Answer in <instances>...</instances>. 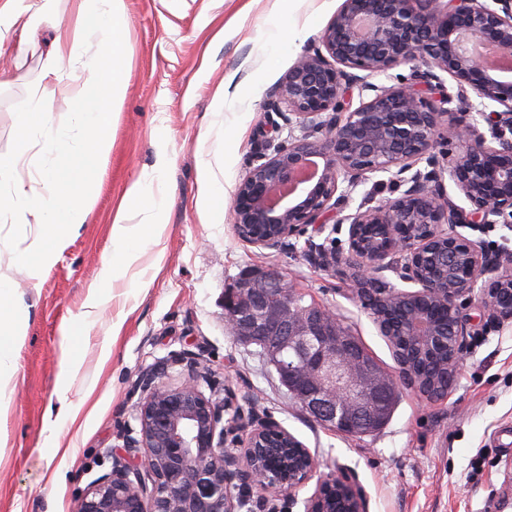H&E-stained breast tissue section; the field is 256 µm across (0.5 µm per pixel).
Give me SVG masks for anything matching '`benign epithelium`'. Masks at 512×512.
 I'll list each match as a JSON object with an SVG mask.
<instances>
[{
  "label": "benign epithelium",
  "instance_id": "benign-epithelium-1",
  "mask_svg": "<svg viewBox=\"0 0 512 512\" xmlns=\"http://www.w3.org/2000/svg\"><path fill=\"white\" fill-rule=\"evenodd\" d=\"M485 46L512 61V0H343L264 102L262 111L278 117L272 128L289 135L261 143L232 205L237 236L258 248H276L309 225L321 233L331 219L349 225L347 252L320 250L313 259L350 272L353 297L382 335L405 336L429 354L450 337L440 382L422 392L430 399L448 391L462 364L472 321L463 309L512 319V260L454 231L512 223V78H504L512 67L489 66ZM406 64L409 76L374 82ZM470 90L480 106L469 102ZM479 116L497 146L487 144ZM375 174L398 195L345 213L351 188ZM448 179L470 208L450 198ZM396 260L415 289L380 280ZM296 297L280 271H252L225 296V322L243 342L275 331L271 363L315 421L377 425L397 380L352 351L335 313L302 308ZM396 361L402 379L420 388L418 365ZM139 388V436L110 451L111 470L89 484L76 512H238L252 488L293 498L317 471L296 437L271 419L245 416L214 386L205 395L195 373L172 386L150 370ZM230 434L238 453L224 448ZM338 501L341 512H365L362 493L339 477L317 482L305 512H336Z\"/></svg>",
  "mask_w": 512,
  "mask_h": 512
}]
</instances>
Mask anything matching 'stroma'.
Masks as SVG:
<instances>
[{
	"mask_svg": "<svg viewBox=\"0 0 512 512\" xmlns=\"http://www.w3.org/2000/svg\"><path fill=\"white\" fill-rule=\"evenodd\" d=\"M342 0H126L125 50L131 78L112 122V151L97 176L84 224L58 260L35 279L19 274V255L34 249L39 226L0 223V277L28 310L23 341L12 348V399L0 413V512H74L87 485L112 465L137 418L140 376L167 368L177 376L195 360L245 413L267 416L314 455L318 477H348L366 512H512V321L481 324L465 339L462 365L445 397L432 401L407 384L381 431L349 436L309 418L289 398L257 346L232 337L224 295L249 270L282 271L305 303L334 311L390 375L399 368L388 339L351 295L341 272L307 256L309 243L347 251L348 229L327 224L313 238L294 236L274 249L243 242L232 201L263 137L273 130L262 110L298 54L262 46L271 16L288 17L316 39ZM9 52L0 67V158L10 157L16 123L38 81L50 40ZM211 77H204L202 63ZM223 126L210 124L214 108ZM172 159L161 185L169 205L159 246L147 243L149 213L126 212L142 256L108 290L97 319L80 323L88 285L112 249V212L126 186L151 177L159 148ZM78 363L67 397L82 403L77 423L54 415L62 351ZM65 452L54 453L53 440Z\"/></svg>",
	"mask_w": 512,
	"mask_h": 512,
	"instance_id": "obj_1",
	"label": "stroma"
}]
</instances>
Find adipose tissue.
<instances>
[{"label":"adipose tissue","instance_id":"1","mask_svg":"<svg viewBox=\"0 0 512 512\" xmlns=\"http://www.w3.org/2000/svg\"><path fill=\"white\" fill-rule=\"evenodd\" d=\"M54 0H0V56L12 41L35 37V23L44 20L52 31L42 61L41 77L30 92L17 125V146L0 159V223L22 224L37 215L42 224L33 254L19 257L18 268L30 277L53 264L90 213L91 182L112 149L111 126L121 109L130 81V62L123 45L128 30L126 0H67L72 21H63ZM87 75L74 98L68 122L54 118L53 106L71 70ZM169 165L160 153L152 179L129 184L112 217V250L95 271L84 304L83 320L99 315L104 293L138 261L130 243L125 208L145 206L155 228H162L167 206L159 185Z\"/></svg>","mask_w":512,"mask_h":512}]
</instances>
